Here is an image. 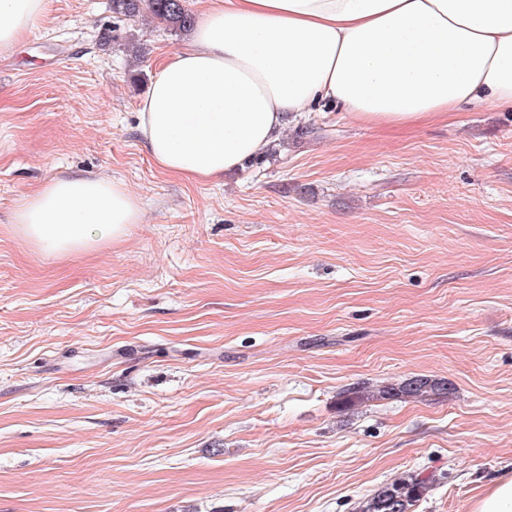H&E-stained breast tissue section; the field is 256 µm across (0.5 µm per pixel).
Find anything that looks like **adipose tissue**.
Returning <instances> with one entry per match:
<instances>
[{"label":"adipose tissue","instance_id":"1","mask_svg":"<svg viewBox=\"0 0 512 512\" xmlns=\"http://www.w3.org/2000/svg\"><path fill=\"white\" fill-rule=\"evenodd\" d=\"M46 7L0 0V52ZM320 101L385 126L512 105V0H213L140 100L139 128L162 170L208 181L262 156L289 115ZM140 217L119 183L62 178L20 204L13 230L69 256Z\"/></svg>","mask_w":512,"mask_h":512}]
</instances>
